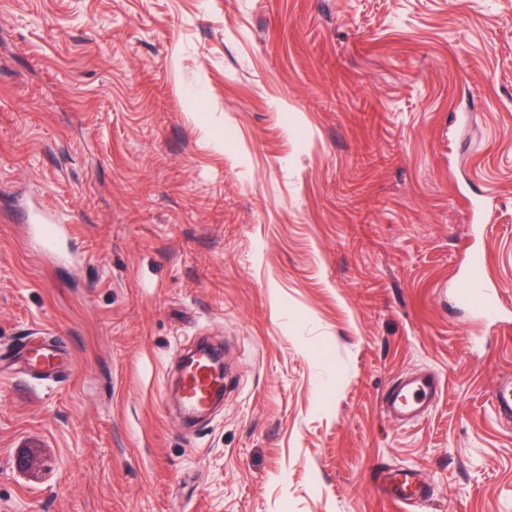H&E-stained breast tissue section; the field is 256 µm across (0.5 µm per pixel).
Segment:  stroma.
Masks as SVG:
<instances>
[{"instance_id": "1", "label": "stroma", "mask_w": 512, "mask_h": 512, "mask_svg": "<svg viewBox=\"0 0 512 512\" xmlns=\"http://www.w3.org/2000/svg\"><path fill=\"white\" fill-rule=\"evenodd\" d=\"M48 336L52 380L0 361V512H403L406 466L417 512H512V0H0V354ZM28 228L35 235L43 250L55 252L61 236L66 231L65 224L52 223L41 215L35 214L29 220ZM457 298L487 319L494 320L500 316L501 299L497 290L488 284L478 258L472 261L461 287L457 289ZM205 364L204 358H197L184 371L182 400L187 411L205 409L224 390V379L213 375ZM441 392L440 379L428 371L396 381L382 398L384 414L392 420L408 422L421 418ZM492 403L498 415L512 419V376L499 380L492 394ZM377 489L383 495L389 494L409 510L411 507L428 501L431 488L422 473L409 469L403 471L384 470L376 483Z\"/></svg>"}]
</instances>
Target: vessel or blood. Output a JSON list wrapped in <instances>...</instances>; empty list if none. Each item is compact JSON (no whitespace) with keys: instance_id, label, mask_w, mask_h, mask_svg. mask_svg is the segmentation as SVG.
Returning <instances> with one entry per match:
<instances>
[{"instance_id":"b4317fda","label":"vessel or blood","mask_w":512,"mask_h":512,"mask_svg":"<svg viewBox=\"0 0 512 512\" xmlns=\"http://www.w3.org/2000/svg\"><path fill=\"white\" fill-rule=\"evenodd\" d=\"M43 250L56 251L66 227L33 215L28 225ZM458 300L478 310L485 318L494 320L500 315L501 299L491 287L483 273L480 260H473L468 273L457 290ZM224 390L223 378L213 375L205 359H194L184 371L182 391L186 410L205 409L213 397ZM440 380L435 374L422 371L414 377L396 381L387 389L382 398L384 414L392 420L408 422L421 418L438 398ZM492 403L498 415L512 419V376L499 380L492 394ZM380 493L390 495L404 507L410 508L428 501L431 488L422 473L409 469L403 471H382L376 483Z\"/></svg>"}]
</instances>
